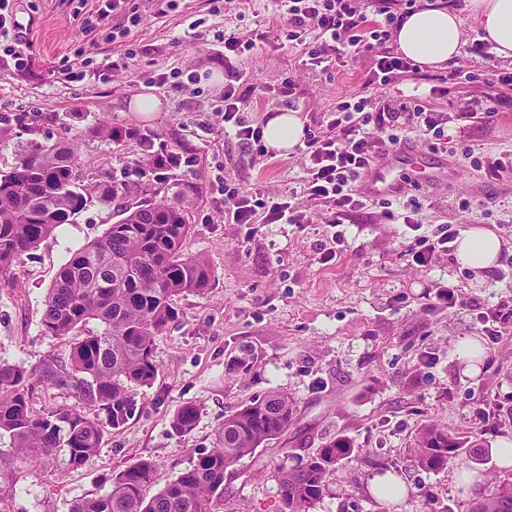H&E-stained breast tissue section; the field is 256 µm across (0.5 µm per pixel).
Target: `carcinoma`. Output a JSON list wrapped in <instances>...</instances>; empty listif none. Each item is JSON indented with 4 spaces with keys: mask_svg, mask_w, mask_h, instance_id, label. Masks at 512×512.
Masks as SVG:
<instances>
[{
    "mask_svg": "<svg viewBox=\"0 0 512 512\" xmlns=\"http://www.w3.org/2000/svg\"><path fill=\"white\" fill-rule=\"evenodd\" d=\"M74 148L31 143L16 166L0 173V280L15 285L14 267L21 256L88 203L73 178ZM121 219L100 238L72 253L59 267L48 290L42 325L53 337L69 335L92 320L99 328L71 349L68 363L39 372L0 362V441L9 440L12 459L32 464L42 456L63 454L64 466L88 465L98 454L107 429H118L139 409L138 390L153 384L158 366L154 338L178 318L175 300L201 294L212 281L202 256L186 257L185 212L177 202H150L120 210ZM38 382L71 390L74 407L35 411L29 394ZM88 406L91 417L79 409ZM200 409L186 403L174 415L175 433L196 426ZM293 415L288 396L272 392L224 417L214 447L155 497L143 488L155 465L141 460L121 471L112 489L74 501L69 512H221L224 472L261 444L284 432ZM468 441L435 423L422 426L412 448L417 464L438 470L466 454ZM356 459L346 438L325 443L295 468L274 471L280 512H309L340 461ZM471 512H512V481L473 503Z\"/></svg>",
    "mask_w": 512,
    "mask_h": 512,
    "instance_id": "carcinoma-1",
    "label": "carcinoma"
}]
</instances>
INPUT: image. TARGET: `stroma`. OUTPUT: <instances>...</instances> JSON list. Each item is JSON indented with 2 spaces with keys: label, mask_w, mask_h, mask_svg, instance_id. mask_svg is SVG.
Returning <instances> with one entry per match:
<instances>
[{
  "label": "stroma",
  "mask_w": 512,
  "mask_h": 512,
  "mask_svg": "<svg viewBox=\"0 0 512 512\" xmlns=\"http://www.w3.org/2000/svg\"><path fill=\"white\" fill-rule=\"evenodd\" d=\"M14 5L18 41L33 65L18 71L0 53V171L15 166L27 142L76 144L74 175L89 202L72 223L22 256L16 286L0 285V361L37 371L46 361H67L74 343L97 329L92 321L67 336L45 335L44 301L70 251L104 235L123 205L181 202L190 226L182 252L204 255L213 278L205 293L177 299V320L156 336L158 375L136 415L107 431L89 466L65 469L56 456L30 468L11 464L0 484V512H68L72 501L104 494L120 471L144 459L155 473L143 494L154 497L213 448L225 415L271 392L288 395L293 419L281 436L227 468L223 512H279L272 471L299 465L338 437L351 441L358 460L336 465L310 512H469L473 498L457 485V475L471 473L485 496L512 480V469H502L493 455L426 471L411 451L419 428L431 421L486 448L512 435V328L483 336L475 321L476 313L512 298V252L482 275L444 254L421 267L405 251L412 227L385 216L416 201L427 234L448 225L460 232L484 226L512 249V174L490 180L459 160L455 183L410 191L387 209L371 201L349 213L340 243L326 205L303 196L298 203L309 223H228L225 185L286 195L300 189L305 172L298 151L260 158L225 133L219 79L225 37L256 42L239 62L253 89L246 110L261 123L285 109L272 88L288 74L296 77L305 124L325 123L337 99L360 88L366 59L329 73L298 69L299 46L277 39L284 19L276 0H222L216 12L209 0H177L173 8L167 0H127L141 21L119 43L106 30L87 27L76 0ZM444 68L461 76L449 81L446 96L429 97L436 112L450 111L461 97L485 99L490 82L512 72V63L497 57L475 63L463 52ZM141 93L163 102L152 119H139L128 107ZM495 109L489 124H448L445 139L479 156L512 150V106ZM104 125L122 139L103 137ZM130 129L137 138L127 137ZM147 139L179 156L181 165L136 175L149 161ZM103 181L119 186L116 199H100ZM463 198L471 209L459 208ZM328 248L336 255L325 263ZM448 284L457 286L469 310L436 299L437 286ZM463 336L479 337L486 352L471 375L454 352ZM188 402L201 414L181 436L171 421ZM383 470L406 481L403 501L368 493L370 478Z\"/></svg>",
  "instance_id": "35a3bbf8"
}]
</instances>
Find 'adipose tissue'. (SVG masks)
Listing matches in <instances>:
<instances>
[{"instance_id": "adipose-tissue-1", "label": "adipose tissue", "mask_w": 512, "mask_h": 512, "mask_svg": "<svg viewBox=\"0 0 512 512\" xmlns=\"http://www.w3.org/2000/svg\"><path fill=\"white\" fill-rule=\"evenodd\" d=\"M484 30L499 58L512 59V0H464L461 7H439L409 14L394 38L402 54L422 66L436 68L458 55L465 18ZM305 123L294 110L272 115L264 128L269 148L279 153L301 143ZM502 253V241L493 231L474 227L457 240L456 260L460 266L489 270Z\"/></svg>"}]
</instances>
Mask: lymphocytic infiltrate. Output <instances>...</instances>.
Segmentation results:
<instances>
[{
    "label": "lymphocytic infiltrate",
    "mask_w": 512,
    "mask_h": 512,
    "mask_svg": "<svg viewBox=\"0 0 512 512\" xmlns=\"http://www.w3.org/2000/svg\"><path fill=\"white\" fill-rule=\"evenodd\" d=\"M286 41L301 48L303 65L324 72L352 59L368 62L367 89H384L404 81L418 82L419 67L392 45V37L407 15L423 8V0H281ZM247 74L232 62L224 64V122L253 155L266 154L263 126L243 115ZM493 108L477 99L459 100L451 112H433L419 97L399 98L392 109L374 111L359 93L340 97L330 109L325 128L307 129L302 152L307 177L303 193L326 203L330 221L341 224L367 200L356 190L381 147L399 142L403 126L440 138L450 122L481 118L492 122ZM229 223L305 224L309 218L291 202L261 193L224 189Z\"/></svg>",
    "instance_id": "f902f5d3"
}]
</instances>
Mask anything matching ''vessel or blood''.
<instances>
[{"mask_svg":"<svg viewBox=\"0 0 512 512\" xmlns=\"http://www.w3.org/2000/svg\"><path fill=\"white\" fill-rule=\"evenodd\" d=\"M455 177L456 169L446 154L428 155L411 144L387 145L379 151L361 190L371 198H399L416 185Z\"/></svg>","mask_w":512,"mask_h":512,"instance_id":"b4317fda","label":"vessel or blood"}]
</instances>
